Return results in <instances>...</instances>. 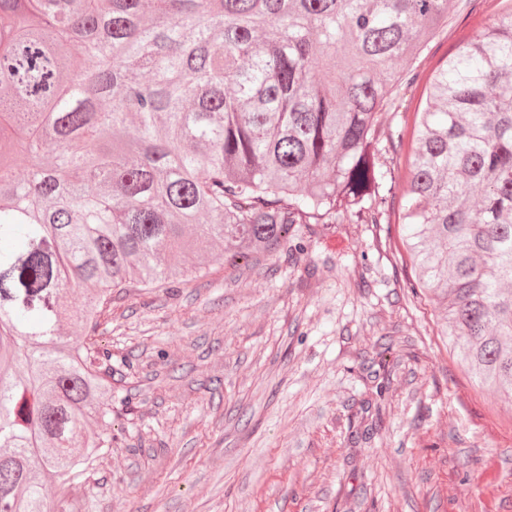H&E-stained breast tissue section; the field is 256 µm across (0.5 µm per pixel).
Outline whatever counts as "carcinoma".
<instances>
[{
	"instance_id": "obj_1",
	"label": "carcinoma",
	"mask_w": 512,
	"mask_h": 512,
	"mask_svg": "<svg viewBox=\"0 0 512 512\" xmlns=\"http://www.w3.org/2000/svg\"><path fill=\"white\" fill-rule=\"evenodd\" d=\"M453 2L0 0V512H50L112 447V368L72 337L115 289L297 224L398 214L460 363L512 400V5L431 77L399 195L381 124Z\"/></svg>"
}]
</instances>
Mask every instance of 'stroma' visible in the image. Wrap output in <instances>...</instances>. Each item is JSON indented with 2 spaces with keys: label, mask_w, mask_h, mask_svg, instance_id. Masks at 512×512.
I'll return each mask as SVG.
<instances>
[{
  "label": "stroma",
  "mask_w": 512,
  "mask_h": 512,
  "mask_svg": "<svg viewBox=\"0 0 512 512\" xmlns=\"http://www.w3.org/2000/svg\"><path fill=\"white\" fill-rule=\"evenodd\" d=\"M512 0L451 11L384 126L411 134L439 63ZM116 296L112 446L66 512H512V409L472 387L396 224L294 242Z\"/></svg>",
  "instance_id": "1"
}]
</instances>
